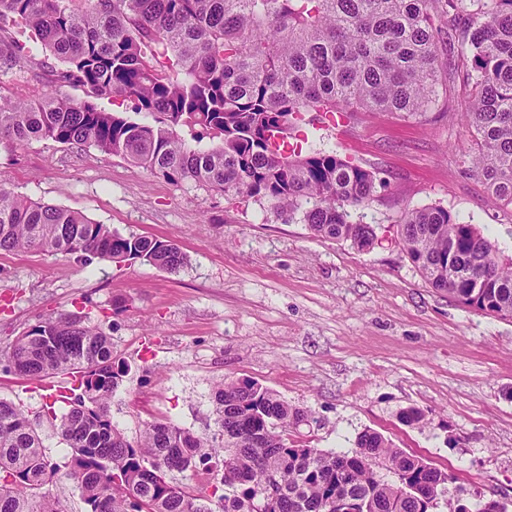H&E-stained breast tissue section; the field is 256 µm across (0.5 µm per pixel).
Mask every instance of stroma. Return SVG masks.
<instances>
[{
	"label": "stroma",
	"instance_id": "35a3bbf8",
	"mask_svg": "<svg viewBox=\"0 0 512 512\" xmlns=\"http://www.w3.org/2000/svg\"><path fill=\"white\" fill-rule=\"evenodd\" d=\"M465 105L444 75L422 117L359 111L324 127L306 113L312 148L379 181L364 210L377 238L364 250L315 236L269 203L176 185L93 147L0 141L1 185L124 236L173 241L187 256L172 273L138 259L84 265L0 251V399L28 410L50 459L65 457L55 419L77 375L37 382L3 362L39 321L75 314L101 326L128 367L109 403L128 438L156 419L211 434L215 386L248 379L308 411L292 442L345 451L374 430L454 474L449 503L512 500V318L432 288L398 240L404 212L439 205L512 255V206L493 204L453 149L470 140L455 117ZM409 407L423 427L399 421Z\"/></svg>",
	"mask_w": 512,
	"mask_h": 512
}]
</instances>
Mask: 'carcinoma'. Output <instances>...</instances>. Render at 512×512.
I'll use <instances>...</instances> for the list:
<instances>
[{"mask_svg":"<svg viewBox=\"0 0 512 512\" xmlns=\"http://www.w3.org/2000/svg\"><path fill=\"white\" fill-rule=\"evenodd\" d=\"M39 55L61 63L55 89L34 101L0 96V140L94 147L173 184L268 201L361 250L375 228L351 212L369 205L376 177L334 151L304 155L278 140L293 138L305 112L327 126L358 110L422 116L444 67L468 95L470 171L512 205V0H0V82ZM67 86L128 99L132 112L77 101L61 92ZM197 126L194 143L180 135ZM205 135L217 143L202 146ZM400 234L433 288L512 317V256L475 226L428 206L407 211ZM19 250L167 271L187 263L172 241L125 237L0 185V251ZM8 361L38 381L75 370L81 384L58 425L71 449L62 465L29 414L0 400V512H67L46 490L62 470L84 512H433L448 496L451 475L378 432L360 433L347 451L288 444L305 412L248 380L216 386L214 433L154 421L131 440L106 406L128 368L115 362L111 337L80 316L35 325ZM215 469L211 489L188 484ZM449 512L508 504L480 499Z\"/></svg>","mask_w":512,"mask_h":512,"instance_id":"1","label":"carcinoma"}]
</instances>
